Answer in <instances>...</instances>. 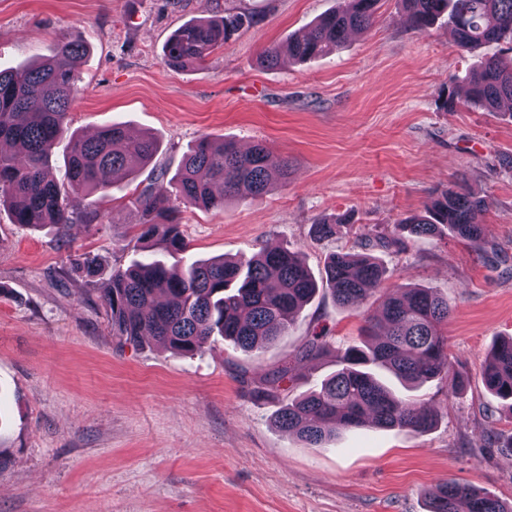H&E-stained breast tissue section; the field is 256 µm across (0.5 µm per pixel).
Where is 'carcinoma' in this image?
I'll list each match as a JSON object with an SVG mask.
<instances>
[{
    "label": "carcinoma",
    "instance_id": "obj_1",
    "mask_svg": "<svg viewBox=\"0 0 512 512\" xmlns=\"http://www.w3.org/2000/svg\"><path fill=\"white\" fill-rule=\"evenodd\" d=\"M381 0H342L302 38L288 41V55L297 61L334 53L355 30L372 25ZM413 27L425 32L448 17L457 47L497 44L512 54V0H400ZM256 23L253 15L226 11L216 19L183 24L164 49L167 65L200 63L240 29ZM84 44L58 39L52 54L33 66L0 70V142L16 147L0 151V205L12 223L40 228L52 225L65 236L74 224L91 226L100 215L84 203L112 184V173L134 172L149 165L157 152L149 134L127 135L113 123L92 138L72 135L64 179L50 176L49 161L67 129L69 112L78 98L76 63ZM466 105L493 111L512 101V62L485 57L470 69ZM288 180V161L273 155L262 142L242 151L231 140L200 139L187 153L176 180L166 171L152 173L150 183L134 200L139 213L136 241L149 247L161 237L172 256L188 244L179 230V204L222 210L228 199L255 198L275 182ZM493 205L463 183L442 191L423 211L405 217L399 226L412 238L446 229L458 239L477 243L482 225L477 213ZM70 272L92 284L101 265L86 255L69 259ZM325 277L333 300L358 307L380 290L387 269L366 253L338 251L325 261ZM112 335L136 345L146 336L165 349L194 355L211 339L230 340L252 353L284 335L317 292V283L299 252L290 247L263 250L237 260L194 262L184 270L162 260H135L114 268L101 289ZM448 300L430 288L396 285L386 293L379 318L368 316L359 344L338 355L336 372L320 388L282 405L277 427L317 448L342 430L361 427L423 433L435 426L438 414L398 396L375 370L384 369L409 386L439 380L456 395L465 386L454 369L442 325L448 321ZM484 386L512 407V336L496 341L481 372ZM281 376L265 380L257 390L264 400L279 398ZM428 512H512L495 495L458 482H446L425 493Z\"/></svg>",
    "mask_w": 512,
    "mask_h": 512
}]
</instances>
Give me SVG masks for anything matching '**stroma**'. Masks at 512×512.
I'll return each instance as SVG.
<instances>
[{
    "instance_id": "35a3bbf8",
    "label": "stroma",
    "mask_w": 512,
    "mask_h": 512,
    "mask_svg": "<svg viewBox=\"0 0 512 512\" xmlns=\"http://www.w3.org/2000/svg\"><path fill=\"white\" fill-rule=\"evenodd\" d=\"M338 3L0 0L1 68L49 54L62 37L86 44L70 133L121 122L158 143L150 167L95 198L97 226L62 239L0 208V512H426L425 490L448 481L512 503L502 447L512 416L481 380L491 345L512 336V110L443 105L452 77L495 49L459 50L443 22L417 32L399 0H383L374 24L337 52L260 67L266 47ZM228 9L257 22L201 64H166L177 28ZM204 136L265 142L290 175L220 212L182 208L188 263L288 246L319 278L326 256L357 240H315V222L345 216L388 234L459 177L491 197L477 217L481 244L443 232L403 251L368 248L390 284L435 289L452 307L448 349L467 387L452 395L433 381L407 394L438 411L433 429H353L309 448L275 427L277 401L254 396L279 370L289 397L317 389L379 314L377 297L344 308L320 287L287 334L251 356L220 338L181 356L113 336L99 290L70 273L69 258L97 256L107 273L140 258L134 198L153 169L175 175ZM317 336L330 350L302 358Z\"/></svg>"
}]
</instances>
